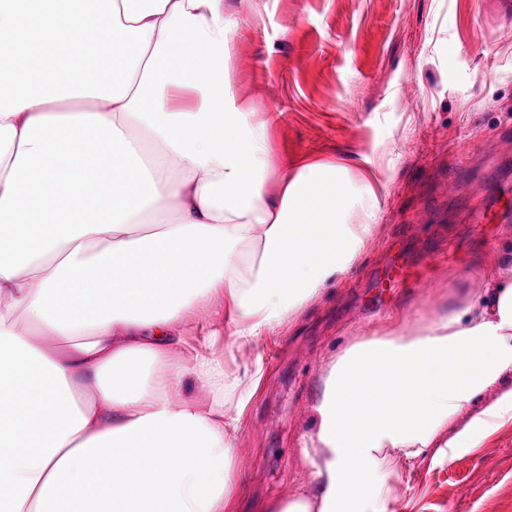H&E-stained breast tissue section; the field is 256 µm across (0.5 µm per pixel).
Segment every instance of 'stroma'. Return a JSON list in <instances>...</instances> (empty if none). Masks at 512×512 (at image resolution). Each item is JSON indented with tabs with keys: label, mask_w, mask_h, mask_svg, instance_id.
<instances>
[{
	"label": "stroma",
	"mask_w": 512,
	"mask_h": 512,
	"mask_svg": "<svg viewBox=\"0 0 512 512\" xmlns=\"http://www.w3.org/2000/svg\"><path fill=\"white\" fill-rule=\"evenodd\" d=\"M239 10L232 76L240 104L286 112L270 139L289 171L333 162L381 189L380 227L352 270L275 337L245 416L252 506L307 481L300 448L327 360L464 303L480 272L512 253V19L496 0H227ZM392 163V180L381 170ZM403 286H375L392 259ZM388 512H512V423L435 464H400Z\"/></svg>",
	"instance_id": "stroma-1"
}]
</instances>
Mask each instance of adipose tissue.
I'll list each match as a JSON object with an SVG mask.
<instances>
[{"instance_id":"obj_1","label":"adipose tissue","mask_w":512,"mask_h":512,"mask_svg":"<svg viewBox=\"0 0 512 512\" xmlns=\"http://www.w3.org/2000/svg\"><path fill=\"white\" fill-rule=\"evenodd\" d=\"M239 24L224 0H0V512H240L258 344L383 207L331 162L280 174L284 112L231 89ZM483 279L329 361L311 479L258 512H387L400 463L512 422V280Z\"/></svg>"}]
</instances>
